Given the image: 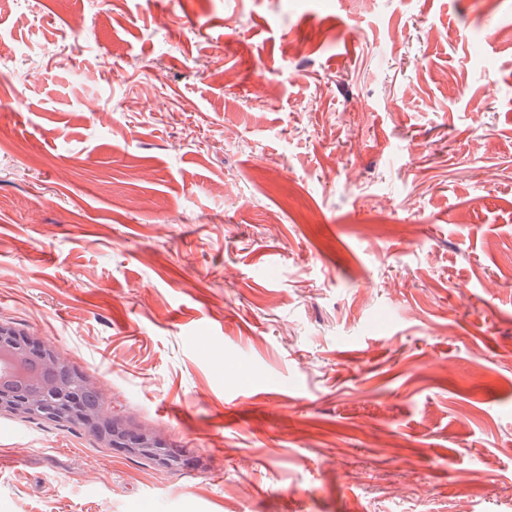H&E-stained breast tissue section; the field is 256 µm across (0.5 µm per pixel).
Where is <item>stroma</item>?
<instances>
[{"label": "stroma", "instance_id": "obj_1", "mask_svg": "<svg viewBox=\"0 0 512 512\" xmlns=\"http://www.w3.org/2000/svg\"><path fill=\"white\" fill-rule=\"evenodd\" d=\"M511 277L512 0H0V323L194 461L0 512H512Z\"/></svg>", "mask_w": 512, "mask_h": 512}]
</instances>
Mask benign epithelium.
I'll list each match as a JSON object with an SVG mask.
<instances>
[{
  "instance_id": "1",
  "label": "benign epithelium",
  "mask_w": 512,
  "mask_h": 512,
  "mask_svg": "<svg viewBox=\"0 0 512 512\" xmlns=\"http://www.w3.org/2000/svg\"><path fill=\"white\" fill-rule=\"evenodd\" d=\"M0 362L11 365L19 385L0 383V412L22 419H51L74 427H89L105 440L107 447L118 448L128 455L152 458L162 467L181 469L178 458L166 452L165 443L153 432H134L121 418L79 404L76 392L99 390V385L74 372L60 380L49 372L60 367L62 360L54 347L41 340L21 338L15 330L0 325Z\"/></svg>"
}]
</instances>
